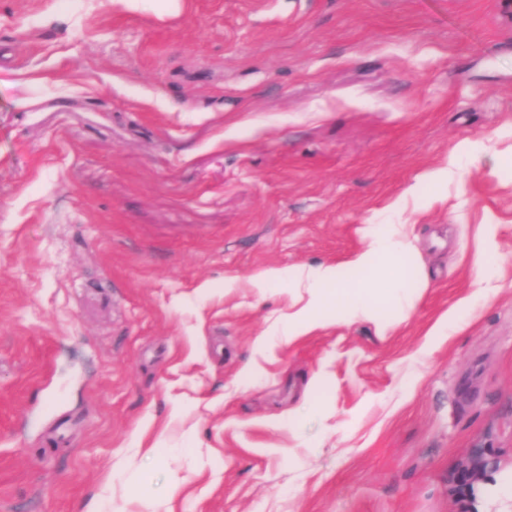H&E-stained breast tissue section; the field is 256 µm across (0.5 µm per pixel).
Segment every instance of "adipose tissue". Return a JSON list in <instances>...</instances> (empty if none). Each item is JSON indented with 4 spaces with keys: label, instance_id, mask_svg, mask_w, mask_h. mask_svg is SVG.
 <instances>
[{
    "label": "adipose tissue",
    "instance_id": "1",
    "mask_svg": "<svg viewBox=\"0 0 512 512\" xmlns=\"http://www.w3.org/2000/svg\"><path fill=\"white\" fill-rule=\"evenodd\" d=\"M364 246L340 263L287 270L269 268L253 279L258 288L281 283L304 290L306 299L288 315L284 329L297 340L329 324L370 321L386 329L385 312H410L426 284L414 260L409 225L368 224L362 230Z\"/></svg>",
    "mask_w": 512,
    "mask_h": 512
}]
</instances>
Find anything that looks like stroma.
<instances>
[{
    "instance_id": "obj_1",
    "label": "stroma",
    "mask_w": 512,
    "mask_h": 512,
    "mask_svg": "<svg viewBox=\"0 0 512 512\" xmlns=\"http://www.w3.org/2000/svg\"><path fill=\"white\" fill-rule=\"evenodd\" d=\"M394 216L405 321L274 333ZM475 448L512 512V0H0V512H460ZM465 156L468 164L476 165L481 156L479 154L472 153L468 150L467 145L462 142L457 151L451 154L448 158L445 159L444 163L437 168L425 171L419 178V184L416 185L412 193L414 195H418L420 191V185L425 183L437 184L442 183L444 181H448V178H451L456 170L459 168L460 161L462 157ZM468 302L446 312L428 332L427 336H447L454 334L459 328L468 309Z\"/></svg>"
}]
</instances>
